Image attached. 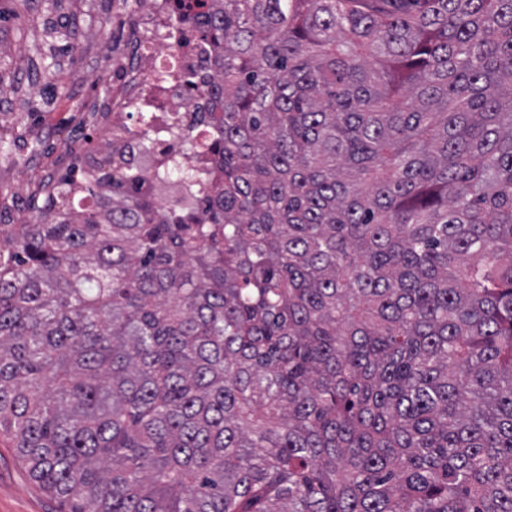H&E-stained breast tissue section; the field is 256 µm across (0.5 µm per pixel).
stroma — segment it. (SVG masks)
<instances>
[{
    "label": "stroma",
    "mask_w": 512,
    "mask_h": 512,
    "mask_svg": "<svg viewBox=\"0 0 512 512\" xmlns=\"http://www.w3.org/2000/svg\"><path fill=\"white\" fill-rule=\"evenodd\" d=\"M33 8H20L18 0H0V85L17 94L42 77L49 60H56L60 73L44 86L40 96L18 103L16 97H0V208L19 202L34 178L46 179L79 171L84 156L64 148L67 130L63 115L43 110L48 98L63 93L66 98L99 91L85 75L96 67L95 54L86 52L83 34L92 30L101 39L118 35L115 12L133 8L136 0H33ZM55 19L61 36H36L35 19ZM0 512H67L59 498L42 489L17 457L10 436L0 435Z\"/></svg>",
    "instance_id": "stroma-1"
}]
</instances>
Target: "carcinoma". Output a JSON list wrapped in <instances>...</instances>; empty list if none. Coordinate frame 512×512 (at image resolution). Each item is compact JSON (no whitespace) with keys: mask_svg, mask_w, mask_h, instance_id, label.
Wrapping results in <instances>:
<instances>
[{"mask_svg":"<svg viewBox=\"0 0 512 512\" xmlns=\"http://www.w3.org/2000/svg\"><path fill=\"white\" fill-rule=\"evenodd\" d=\"M223 2L202 211L0 224V435L69 512H512V0Z\"/></svg>","mask_w":512,"mask_h":512,"instance_id":"cac0c4a2","label":"carcinoma"}]
</instances>
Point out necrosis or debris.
<instances>
[{"label": "necrosis or debris", "mask_w": 512, "mask_h": 512, "mask_svg": "<svg viewBox=\"0 0 512 512\" xmlns=\"http://www.w3.org/2000/svg\"><path fill=\"white\" fill-rule=\"evenodd\" d=\"M121 30L119 39L104 46L97 33L87 36L102 54L90 79L111 85L112 93L72 105L68 119L81 132L75 144L96 142L86 155L90 161L113 152L123 170L150 168L147 185L128 186L127 192L136 197L148 189L161 214L202 209L204 196L183 200L177 176L209 165L197 144L210 134L203 114L211 100L186 87L189 78L211 71L203 21L177 10L174 0H138Z\"/></svg>", "instance_id": "necrosis-or-debris-1"}]
</instances>
